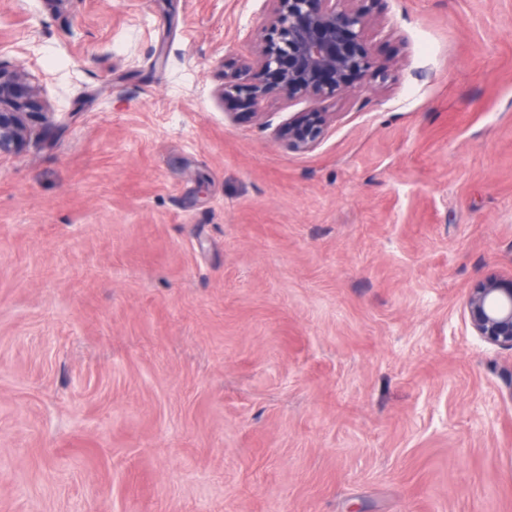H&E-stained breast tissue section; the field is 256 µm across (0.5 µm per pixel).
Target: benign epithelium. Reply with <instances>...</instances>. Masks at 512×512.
I'll return each mask as SVG.
<instances>
[{"mask_svg": "<svg viewBox=\"0 0 512 512\" xmlns=\"http://www.w3.org/2000/svg\"><path fill=\"white\" fill-rule=\"evenodd\" d=\"M253 35L252 52L236 60L217 91L221 101L250 106L263 100L322 102L358 98L363 88L385 81L398 61L364 48L384 32L375 0H267ZM24 70L0 63V155L30 135L26 112L36 95ZM333 112H296L279 130L294 151L321 141ZM465 307L474 334L488 345L512 350V274L489 276L471 288Z\"/></svg>", "mask_w": 512, "mask_h": 512, "instance_id": "benign-epithelium-1", "label": "benign epithelium"}]
</instances>
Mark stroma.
Wrapping results in <instances>:
<instances>
[{
    "label": "stroma",
    "mask_w": 512,
    "mask_h": 512,
    "mask_svg": "<svg viewBox=\"0 0 512 512\" xmlns=\"http://www.w3.org/2000/svg\"><path fill=\"white\" fill-rule=\"evenodd\" d=\"M266 7L0 0V512H512V0H376L387 81L257 121ZM23 69H8L0 63V155L15 149L30 135L28 101L36 96ZM332 112H296L279 130V136L294 151L313 150L321 141ZM465 307L476 336L488 345L512 350V274L489 276L476 284Z\"/></svg>",
    "instance_id": "1"
}]
</instances>
